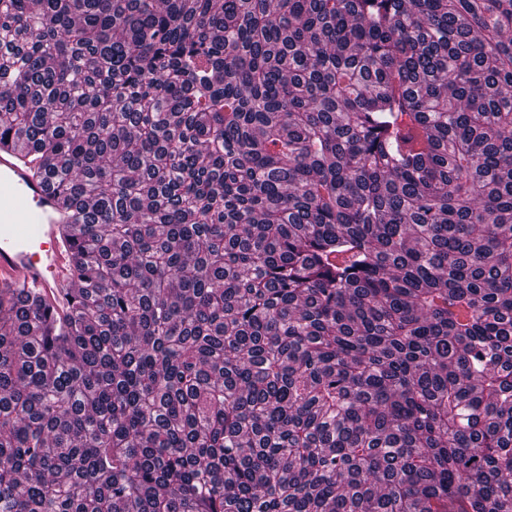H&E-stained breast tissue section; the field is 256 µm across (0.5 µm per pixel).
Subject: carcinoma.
<instances>
[{
    "label": "carcinoma",
    "instance_id": "1",
    "mask_svg": "<svg viewBox=\"0 0 512 512\" xmlns=\"http://www.w3.org/2000/svg\"><path fill=\"white\" fill-rule=\"evenodd\" d=\"M0 512H512V0H0ZM34 155L22 141L0 145V285L43 289L61 313L66 289L75 286L56 233L63 224L58 195L35 173Z\"/></svg>",
    "mask_w": 512,
    "mask_h": 512
}]
</instances>
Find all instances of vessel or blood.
<instances>
[{
  "instance_id": "1",
  "label": "vessel or blood",
  "mask_w": 512,
  "mask_h": 512,
  "mask_svg": "<svg viewBox=\"0 0 512 512\" xmlns=\"http://www.w3.org/2000/svg\"><path fill=\"white\" fill-rule=\"evenodd\" d=\"M34 152L15 141L0 146V285L44 290L54 309L67 306L72 282L56 191L35 172Z\"/></svg>"
}]
</instances>
